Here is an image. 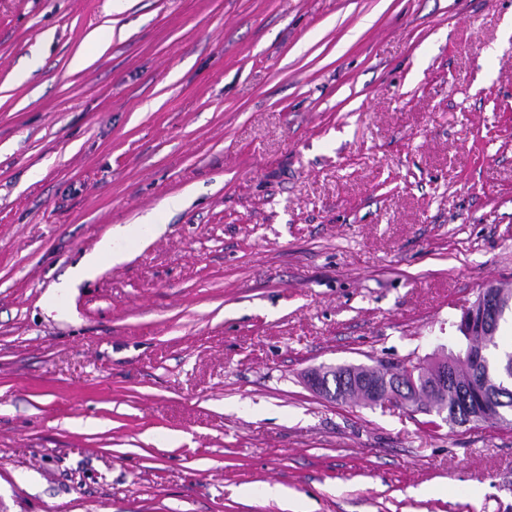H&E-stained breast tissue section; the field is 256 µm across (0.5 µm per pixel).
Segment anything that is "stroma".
Masks as SVG:
<instances>
[{"instance_id":"35a3bbf8","label":"stroma","mask_w":512,"mask_h":512,"mask_svg":"<svg viewBox=\"0 0 512 512\" xmlns=\"http://www.w3.org/2000/svg\"><path fill=\"white\" fill-rule=\"evenodd\" d=\"M505 283L512 0H0V512H512V428L306 381ZM143 226H155V231H159L157 225L128 224V226L113 231L103 237L97 244L96 248L89 254L85 255L81 261L70 270V279L72 281H80L99 270L100 264L104 260H112V263L119 262L123 259V255L114 253L112 249V237L121 238H139L142 235Z\"/></svg>"}]
</instances>
